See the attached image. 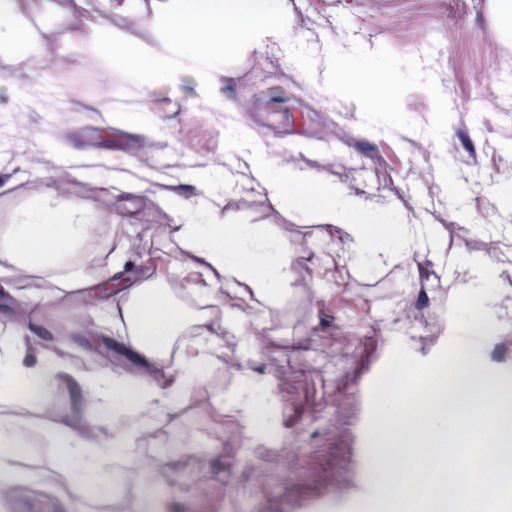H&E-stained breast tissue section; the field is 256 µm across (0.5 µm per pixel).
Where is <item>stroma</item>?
Listing matches in <instances>:
<instances>
[{"label":"stroma","instance_id":"obj_1","mask_svg":"<svg viewBox=\"0 0 512 512\" xmlns=\"http://www.w3.org/2000/svg\"><path fill=\"white\" fill-rule=\"evenodd\" d=\"M290 37L308 64L296 66L276 44L253 55L224 84V109L197 103L192 80L141 97L93 58L54 73L62 96L30 105L28 79L0 73V220L25 205L39 184L70 183L69 199L103 216L95 251L122 246L135 264L179 257L167 247L174 219L153 197L165 191L197 202L188 175L209 170L219 181L249 163L233 149L242 134L263 146L272 171L309 170L336 182L392 224H428L438 249L373 268L350 262L347 235L302 216L247 183L220 206V222L257 226L292 246L288 290L275 304L236 300L237 329L217 335L223 355L207 368L173 413L159 419L160 443L186 435L197 445L181 462L144 446L132 467L153 473L142 487L91 500L90 512H353L373 497L364 454L369 391L396 343L420 359L434 356L453 329L450 306L470 271L452 264L477 258L512 300V209L495 187H512V35H504L490 0H287ZM387 71L381 95L388 115L373 118L355 100L324 92L327 58ZM111 85L99 101L90 75ZM147 107L151 134L136 131ZM150 176L142 192L128 180ZM114 183L125 212L112 223L113 201L92 179ZM51 342L73 367L96 378L136 375L120 346L104 364L58 304ZM250 378L266 382L275 440L254 442L226 397ZM224 446L210 456L212 439ZM45 424H32L19 495L0 512H41L51 494L29 479L55 454ZM209 483L221 496L204 497Z\"/></svg>","mask_w":512,"mask_h":512}]
</instances>
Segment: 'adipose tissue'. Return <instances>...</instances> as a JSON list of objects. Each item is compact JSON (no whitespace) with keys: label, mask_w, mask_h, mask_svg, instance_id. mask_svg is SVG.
Wrapping results in <instances>:
<instances>
[{"label":"adipose tissue","mask_w":512,"mask_h":512,"mask_svg":"<svg viewBox=\"0 0 512 512\" xmlns=\"http://www.w3.org/2000/svg\"><path fill=\"white\" fill-rule=\"evenodd\" d=\"M289 31L285 0H0V71L28 76L35 89L55 93L53 73L74 65L58 49L64 39L145 93L192 77L200 102L217 111L224 81L237 65ZM382 77L372 68L335 66L325 91L357 95L363 111L386 112L388 101L372 93ZM251 174L260 191L278 199L288 213L345 230L355 258L395 260L407 255L423 233L417 224L378 228L359 198L313 173L287 168L272 175L257 156ZM191 179L203 192L197 204L176 195L158 200L178 224L174 240L182 287H171L156 267L126 272V256L118 248L109 257L114 289L100 295L95 308L73 311L74 326L83 334L103 336L115 329L125 337L129 356L143 368L133 377L89 379L35 341L47 308L86 293L98 279V260L83 249L97 237L100 213L45 191L0 223V288L16 295L17 282L35 285L17 295L11 334L0 341V391L8 392L20 376L37 385L30 404L48 413L57 444L41 475L68 501L70 512H85L90 495L109 497L117 488L143 484V474L124 468L123 462L150 441L157 420L202 382L206 365L221 354L215 334L240 325L242 315L225 304V294L269 304L288 285L292 255L287 238L210 222L206 201L214 197L215 186L204 169ZM463 264L472 270L467 291L480 298L479 333L491 335L512 316V302L492 293L486 268L469 258ZM44 281L49 284L45 290L40 287ZM162 366L176 379L159 390L148 384L146 373ZM61 385L74 392L79 411H51L50 397ZM264 394V382H250L231 401L260 440L267 437ZM26 447L17 418L1 413L0 500L20 490L16 464Z\"/></svg>","instance_id":"ef3b65f1"}]
</instances>
